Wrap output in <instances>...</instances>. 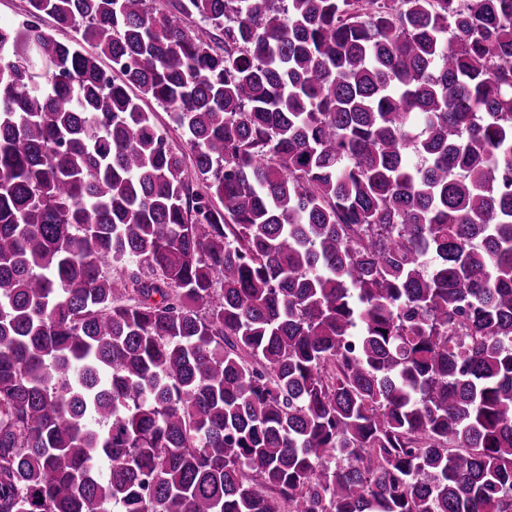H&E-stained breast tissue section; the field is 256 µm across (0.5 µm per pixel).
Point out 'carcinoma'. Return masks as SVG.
<instances>
[{
  "label": "carcinoma",
  "instance_id": "carcinoma-1",
  "mask_svg": "<svg viewBox=\"0 0 512 512\" xmlns=\"http://www.w3.org/2000/svg\"><path fill=\"white\" fill-rule=\"evenodd\" d=\"M177 4L0 22V512H512V0ZM146 110L154 113V120L160 126V128H166L169 132L168 142L170 146L178 150H186L185 137L183 136L182 130L177 128L172 122L169 111L165 108L157 105L155 102H148L144 106Z\"/></svg>",
  "mask_w": 512,
  "mask_h": 512
}]
</instances>
